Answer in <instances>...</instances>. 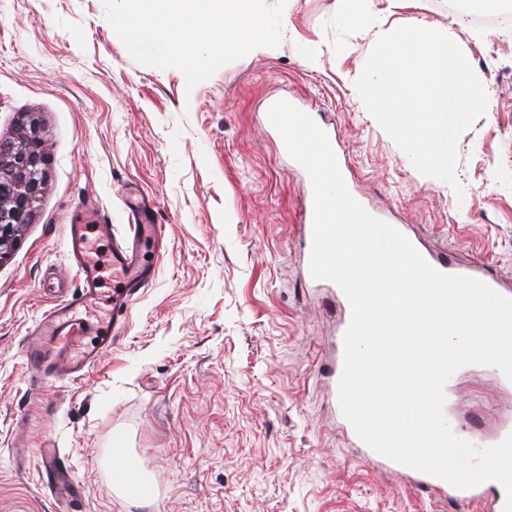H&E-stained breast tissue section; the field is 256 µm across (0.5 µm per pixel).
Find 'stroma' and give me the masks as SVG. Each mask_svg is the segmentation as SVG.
Masks as SVG:
<instances>
[{"instance_id": "obj_1", "label": "stroma", "mask_w": 512, "mask_h": 512, "mask_svg": "<svg viewBox=\"0 0 512 512\" xmlns=\"http://www.w3.org/2000/svg\"><path fill=\"white\" fill-rule=\"evenodd\" d=\"M292 31L187 89L175 69L137 63L102 0H0V138L36 118L44 190L0 260V512H60L39 450L54 443L79 492L69 512H478L406 485L339 427L323 377L339 311L304 279L297 240L304 168L262 114L285 99L338 137L345 183L422 247L481 262L512 283V21L453 22L442 0H372L362 21L335 0H287ZM425 21L463 51L491 98L459 137L452 188L420 174L366 111L355 81L377 39ZM164 230L155 273L111 327L112 265L91 239L101 295L83 317L114 331L81 376L29 373L26 340L75 297L71 224L125 236L132 199ZM451 405L466 437L512 418V383L459 371ZM30 445L14 463L16 436ZM135 458L152 494L128 503L108 461Z\"/></svg>"}]
</instances>
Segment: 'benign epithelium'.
Instances as JSON below:
<instances>
[{
  "instance_id": "7a95c632",
  "label": "benign epithelium",
  "mask_w": 512,
  "mask_h": 512,
  "mask_svg": "<svg viewBox=\"0 0 512 512\" xmlns=\"http://www.w3.org/2000/svg\"><path fill=\"white\" fill-rule=\"evenodd\" d=\"M46 179V155L39 124L21 122L11 139H0V260L17 241Z\"/></svg>"
}]
</instances>
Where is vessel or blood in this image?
<instances>
[{
	"instance_id": "vessel-or-blood-1",
	"label": "vessel or blood",
	"mask_w": 512,
	"mask_h": 512,
	"mask_svg": "<svg viewBox=\"0 0 512 512\" xmlns=\"http://www.w3.org/2000/svg\"><path fill=\"white\" fill-rule=\"evenodd\" d=\"M132 216L134 221L129 226L128 237L123 242L114 243L111 252L112 274L120 284L119 289L112 293V323L116 326L124 321L134 295L153 277V268L143 259L144 244L157 242L161 237L160 225L148 221L143 212L133 210ZM92 233L107 239L112 235V227L108 224H73L69 227L70 255L82 282L81 295L79 299L49 310L38 322L25 353L27 367L33 374L49 373L59 379L68 378L84 367L94 365L112 344L108 335L98 336L91 344H84L87 327L75 316L78 306L98 295L99 270L87 255L88 236ZM431 266L446 275L479 280L499 294L512 297V287L503 284L483 265L463 269L449 261L435 260ZM41 455L47 463L48 486L54 489L62 502H69L76 495V487L69 467L61 460L59 449L45 448ZM395 470L410 486L446 494L450 500L460 503L481 506L484 512H504L507 495L499 482L491 480L459 489L442 478L400 464Z\"/></svg>"
}]
</instances>
